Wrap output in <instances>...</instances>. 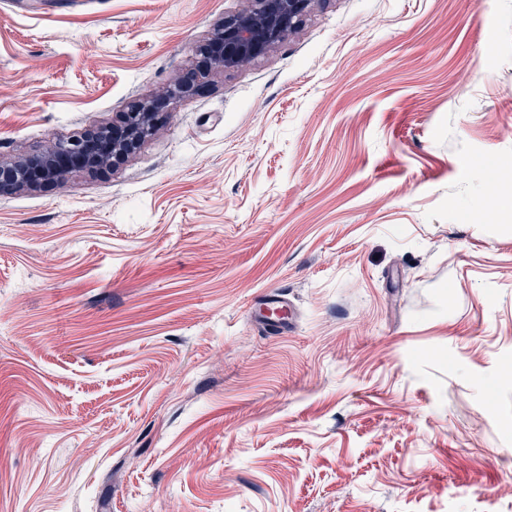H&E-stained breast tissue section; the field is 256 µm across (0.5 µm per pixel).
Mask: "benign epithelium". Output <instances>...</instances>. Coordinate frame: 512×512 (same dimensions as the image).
Instances as JSON below:
<instances>
[{"label":"benign epithelium","instance_id":"1","mask_svg":"<svg viewBox=\"0 0 512 512\" xmlns=\"http://www.w3.org/2000/svg\"><path fill=\"white\" fill-rule=\"evenodd\" d=\"M320 0H247L241 11L224 17V24L204 44L209 68L232 71L276 48L294 33L303 16ZM192 90L190 81L167 89L159 98L137 105L124 113L120 125L105 127L75 139L51 144L27 160L0 162V193L31 185L35 170L49 180L61 178L59 158L81 160L83 169L96 173L111 159L134 153L153 132L154 111L161 104L183 97Z\"/></svg>","mask_w":512,"mask_h":512}]
</instances>
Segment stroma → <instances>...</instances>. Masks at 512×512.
Listing matches in <instances>:
<instances>
[{"label":"stroma","mask_w":512,"mask_h":512,"mask_svg":"<svg viewBox=\"0 0 512 512\" xmlns=\"http://www.w3.org/2000/svg\"><path fill=\"white\" fill-rule=\"evenodd\" d=\"M242 6L0 0V161L203 75L0 194V512H512V0ZM321 0H247L204 44L209 68L232 71L276 48ZM192 90L189 80L174 84L159 98L137 105L130 112H124L119 126L112 129L103 127L96 132L67 141L51 144L41 154L14 163L0 162V193L27 187L32 184L28 178L31 170H36L41 179L59 180L61 156L80 158L81 166L87 172L96 173L112 162L134 153L153 132V116L159 105H163ZM108 144L111 153L103 150Z\"/></svg>","instance_id":"1"}]
</instances>
